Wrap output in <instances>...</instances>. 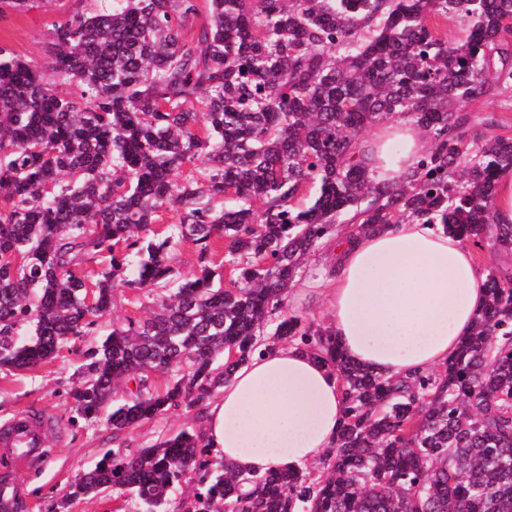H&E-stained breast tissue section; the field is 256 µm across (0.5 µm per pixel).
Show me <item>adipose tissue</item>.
Returning <instances> with one entry per match:
<instances>
[{"label": "adipose tissue", "mask_w": 512, "mask_h": 512, "mask_svg": "<svg viewBox=\"0 0 512 512\" xmlns=\"http://www.w3.org/2000/svg\"><path fill=\"white\" fill-rule=\"evenodd\" d=\"M432 147L404 116L377 123L360 149L373 177L395 185ZM330 262L297 277L291 311L322 298L348 358L386 377L440 368L473 329L486 273L458 236L407 221L325 244ZM346 402L336 376L306 348L270 347L239 366L209 404L203 436L211 454L249 476L302 468L331 447Z\"/></svg>", "instance_id": "1"}]
</instances>
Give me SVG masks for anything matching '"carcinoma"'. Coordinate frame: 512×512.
<instances>
[{
    "instance_id": "cac0c4a2",
    "label": "carcinoma",
    "mask_w": 512,
    "mask_h": 512,
    "mask_svg": "<svg viewBox=\"0 0 512 512\" xmlns=\"http://www.w3.org/2000/svg\"><path fill=\"white\" fill-rule=\"evenodd\" d=\"M450 15L464 26L452 40L439 29ZM48 37L41 67L0 45V369L91 335L128 288L158 309L85 351L72 423L104 418L117 439L192 410L282 341L312 351L347 402L314 470L242 476L187 427L105 454L61 512L114 488L135 512H170L182 483V512H512L511 270H488L475 332L435 372L385 378L286 311L302 262L349 214L359 235L419 220L512 251L493 216L512 136L485 139L459 109L512 92V0H96ZM402 114L432 148L390 188L357 145ZM162 211L175 221L161 236ZM185 241L198 247L190 277L173 255Z\"/></svg>"
}]
</instances>
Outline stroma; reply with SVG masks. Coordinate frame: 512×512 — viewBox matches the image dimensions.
<instances>
[{
	"mask_svg": "<svg viewBox=\"0 0 512 512\" xmlns=\"http://www.w3.org/2000/svg\"><path fill=\"white\" fill-rule=\"evenodd\" d=\"M90 8V0H53L47 8L5 10L0 13V45L10 47L24 60L46 64L52 23L88 12ZM464 109L479 117L496 118L495 126L484 128L485 136H512V98L484 96L466 103ZM149 306V299L139 292L119 289L111 312L99 319L91 336L72 341L54 360L36 368L0 370V424L21 411L51 417L56 423L50 440L53 453L43 469L16 477L21 488V512H59V503L70 484L112 448L134 451L153 444L162 433H174L187 426L201 428L205 412L201 406L190 411L182 407L169 411L160 419L126 431L117 441L105 424L75 425L70 421L69 393L77 383V371L91 340L108 334L115 320L144 318Z\"/></svg>",
	"mask_w": 512,
	"mask_h": 512,
	"instance_id": "stroma-1",
	"label": "stroma"
}]
</instances>
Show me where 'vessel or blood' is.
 I'll return each instance as SVG.
<instances>
[{
    "mask_svg": "<svg viewBox=\"0 0 512 512\" xmlns=\"http://www.w3.org/2000/svg\"><path fill=\"white\" fill-rule=\"evenodd\" d=\"M48 454L45 432L32 426L27 415H17L0 431V507L10 508L15 496L13 473L39 469Z\"/></svg>",
    "mask_w": 512,
    "mask_h": 512,
    "instance_id": "obj_1",
    "label": "vessel or blood"
}]
</instances>
